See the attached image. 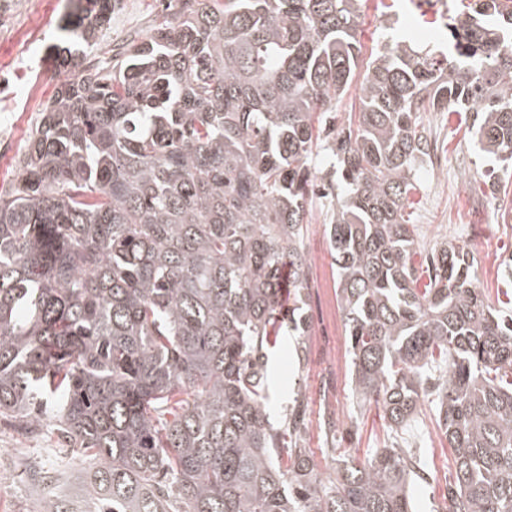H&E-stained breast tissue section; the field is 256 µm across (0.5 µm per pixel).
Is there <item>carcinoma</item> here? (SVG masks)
<instances>
[{"label": "carcinoma", "mask_w": 512, "mask_h": 512, "mask_svg": "<svg viewBox=\"0 0 512 512\" xmlns=\"http://www.w3.org/2000/svg\"><path fill=\"white\" fill-rule=\"evenodd\" d=\"M361 5L176 0L110 68L82 60L112 0L68 16L52 59L72 77L0 191V417L23 435L46 421L84 458L80 512H412L402 449L325 476L299 405L269 422V354L310 329L309 206L338 181L325 233L352 392L394 431L434 393L448 512H512V312L486 303L463 246L416 266L405 219L430 159L418 113H474L482 151L512 161V0L448 17L452 61L385 43L357 129H338ZM320 143L338 167L319 178ZM68 466L25 471L40 488ZM37 512H72L71 496Z\"/></svg>", "instance_id": "1"}]
</instances>
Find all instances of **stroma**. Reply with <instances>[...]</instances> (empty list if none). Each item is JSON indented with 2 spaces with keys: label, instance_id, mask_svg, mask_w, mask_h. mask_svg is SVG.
<instances>
[{
  "label": "stroma",
  "instance_id": "35a3bbf8",
  "mask_svg": "<svg viewBox=\"0 0 512 512\" xmlns=\"http://www.w3.org/2000/svg\"><path fill=\"white\" fill-rule=\"evenodd\" d=\"M456 6V0H363L359 65L408 28L427 35L440 32L444 8ZM71 8L70 0H0V189L17 178L27 133L65 77L54 66L50 48L64 39L62 25ZM168 17L161 0H112L111 18L88 49V63L111 65L126 43L146 37ZM418 120L435 153L432 164L418 172L420 189L409 210L418 246L426 252L448 240L468 248L477 259V284L491 301H498L505 289H512V276L503 266L512 260V176L480 152L470 128L472 113L426 111ZM330 208V201L319 196L309 207L304 244L310 259L311 328L301 350L277 353L270 421L282 425L293 400L307 403L310 423L302 445L325 474L332 473L334 463L317 426L322 410L340 418L338 444L357 459L379 448H403L419 473L412 489L416 512H442L447 502L444 475L454 467V451L436 423L433 405L422 400L411 426L393 432L376 408L358 409L349 371L336 369V350L345 343V331L336 267L324 232ZM66 454L55 432L45 429L25 438L0 419V469L7 476L0 481V512H36L41 491L22 475L25 460L39 457L50 465Z\"/></svg>",
  "mask_w": 512,
  "mask_h": 512
}]
</instances>
